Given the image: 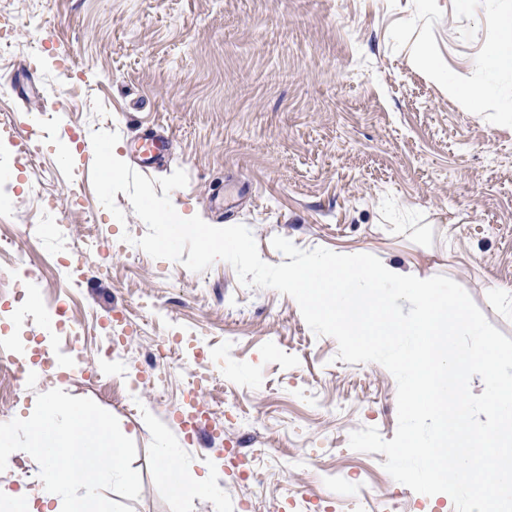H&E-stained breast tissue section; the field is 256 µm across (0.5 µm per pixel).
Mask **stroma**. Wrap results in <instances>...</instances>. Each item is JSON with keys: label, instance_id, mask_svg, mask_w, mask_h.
<instances>
[{"label": "stroma", "instance_id": "stroma-1", "mask_svg": "<svg viewBox=\"0 0 512 512\" xmlns=\"http://www.w3.org/2000/svg\"><path fill=\"white\" fill-rule=\"evenodd\" d=\"M512 0H0V75L17 68L29 85L9 92L12 121L30 148L17 156L0 133V153L15 205L9 223L39 220L35 194L61 198L58 223L70 225L68 260L82 282L31 290L30 305L49 312L56 294L73 295L83 322L75 366L65 334L48 339L65 369L27 379L11 391L0 376V425L24 412L36 392L59 387L113 431H127L123 463L135 479L106 484L85 512H213L190 487L160 469L159 448L202 461L223 475L222 512H292L295 491L317 497L323 512H350L358 490L364 512H439L444 493L427 496L396 482L385 454L349 446L350 434L397 429L396 381L377 363L336 360L337 342L316 336L297 302L276 290L242 285L216 261L201 273L138 252L123 235L147 227L129 198L117 221L91 182L93 155L72 148L73 134L117 132L116 156L140 163L129 144L143 124L172 137L170 155L150 175L176 169L186 187L170 199L184 218L215 227L247 225L261 258L283 263L282 236L297 247L361 250L401 263L435 252L433 274L467 308L451 336L468 353L469 329L512 354V72L489 71L476 57L499 36ZM426 50L452 77L488 83L470 107L416 65ZM81 189L79 206L65 204ZM101 245L87 247L88 234ZM447 249L440 257L438 249ZM126 312L136 329L130 370L117 375L96 355L98 324ZM214 359L205 399L236 407L244 423L224 424L241 453L263 449V484L240 474L219 439L193 440L176 428L183 381L196 373L192 330ZM169 340L166 400L148 388L155 342Z\"/></svg>", "mask_w": 512, "mask_h": 512}]
</instances>
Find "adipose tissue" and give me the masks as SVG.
<instances>
[{
	"instance_id": "1",
	"label": "adipose tissue",
	"mask_w": 512,
	"mask_h": 512,
	"mask_svg": "<svg viewBox=\"0 0 512 512\" xmlns=\"http://www.w3.org/2000/svg\"><path fill=\"white\" fill-rule=\"evenodd\" d=\"M286 284L311 303L323 289H335L337 311L363 336L386 333L383 318L371 310L386 289L414 303L416 315L401 325L414 341L400 350L397 362L411 381L416 407L432 406L437 399L435 371L458 366L481 382L490 416L512 406V357L481 339L473 342L464 362L445 347L444 338L451 335L464 308L447 283L426 273L423 263L375 264L364 252L340 250L290 271ZM0 440L12 451L24 447L44 471L42 482L35 485L0 483V502L15 504L20 512H80L83 504L98 499L103 482L132 477L117 462L96 477H85V450L117 455L125 437L103 429L101 421L90 419L53 389L34 397L26 412L0 431Z\"/></svg>"
}]
</instances>
